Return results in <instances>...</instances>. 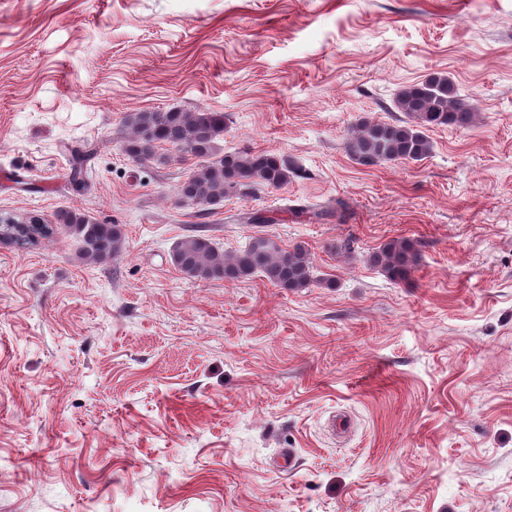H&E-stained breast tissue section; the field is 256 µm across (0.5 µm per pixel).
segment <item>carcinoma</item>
Masks as SVG:
<instances>
[{
	"label": "carcinoma",
	"instance_id": "carcinoma-1",
	"mask_svg": "<svg viewBox=\"0 0 512 512\" xmlns=\"http://www.w3.org/2000/svg\"><path fill=\"white\" fill-rule=\"evenodd\" d=\"M395 106L404 118L396 124L363 119L346 139L345 149L356 163L372 167L384 162H417L431 154L427 131L435 126L467 129L479 114L458 95L446 75L433 74L403 87ZM125 152L134 160L157 158V149L168 144L199 159L179 187L182 201L209 211L234 192L241 195L256 187L281 189L296 175L289 159L271 152L218 155L224 135V113L198 110L182 112H134L127 117ZM80 242V254L89 261L104 262L122 252L125 233L118 224H101L78 210L57 216ZM419 250L409 240L391 239L372 255L394 281L409 278L418 263ZM173 265L188 280L243 282L259 274L272 285L298 291L312 285L333 287V282L315 274L307 249L296 244L288 249L268 237L257 236L230 256L214 246L205 235L186 237L173 247Z\"/></svg>",
	"mask_w": 512,
	"mask_h": 512
}]
</instances>
